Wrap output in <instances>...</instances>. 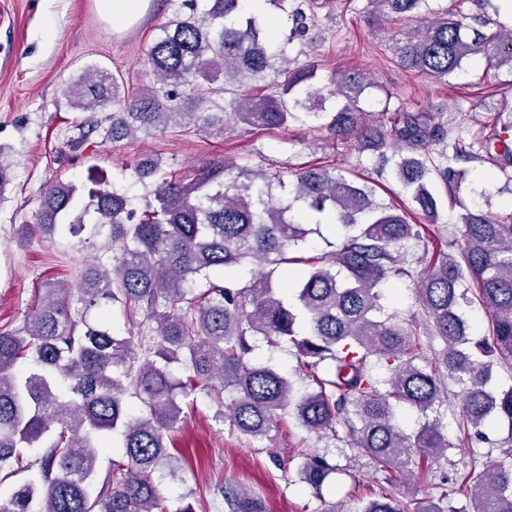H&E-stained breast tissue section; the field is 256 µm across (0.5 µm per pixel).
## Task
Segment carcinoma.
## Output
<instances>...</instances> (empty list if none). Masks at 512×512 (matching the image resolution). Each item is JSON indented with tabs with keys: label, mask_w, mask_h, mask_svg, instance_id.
<instances>
[{
	"label": "carcinoma",
	"mask_w": 512,
	"mask_h": 512,
	"mask_svg": "<svg viewBox=\"0 0 512 512\" xmlns=\"http://www.w3.org/2000/svg\"><path fill=\"white\" fill-rule=\"evenodd\" d=\"M422 2L369 0L368 23L411 21ZM209 3L198 16L195 0H182L189 14L177 13L158 27L146 65L159 88L129 96L123 76L96 65L67 84L66 105L87 113L67 136L69 151H83L98 138L134 140L172 124H206L210 116L188 111L186 101L231 94V115L249 126L275 130L327 118L324 127L334 138L353 135L365 148H394L400 153L395 180L414 210L437 223L431 175L454 193L465 171L431 168V147L441 145L452 150V159L469 162L479 158L474 144L422 112L394 113L386 131L370 125L359 106L370 83L359 70L338 72L320 87L315 65L284 67L288 45L304 41L309 30L301 0H265L290 20L280 38L245 0ZM392 51L403 70L435 79L457 73L473 57L492 69H512V33H485L452 13L392 38ZM272 74L282 78L278 94H249L247 81ZM110 103L116 109L107 113ZM510 132L505 124L495 134L503 147L497 156L490 141L481 143L487 159L512 162ZM161 166L146 155L134 175L143 183ZM227 171L214 161L191 181H156L141 212L105 181L89 178L85 210L112 227L111 267L87 265L74 288L42 286L23 324L0 331V512H194L189 505L171 510L160 482L180 478L181 461L168 451L165 435L181 418L177 398L197 392L223 407L219 418L254 440L291 411L307 430L368 457L391 487L409 473L428 479L449 451L485 441L486 430L506 425L509 450L463 480H473L469 512H512V387L494 386L495 365L512 361V212L458 204V254L440 246L426 251L414 272L405 243L421 238L424 225L412 223L407 209L377 202L368 181L302 167L291 173L293 197L285 201L272 193V182L283 185L280 176L258 185L228 182ZM11 183L12 164L0 145V197ZM78 191L71 181L53 182L28 229L49 237L76 232L79 223L63 218ZM295 202L346 230L334 249L310 258L290 255L310 234L293 213ZM243 263L254 268L248 283L224 279ZM296 264L309 270L291 281L288 304L273 288L272 275ZM392 275L414 281L431 322L428 335L444 344L429 363L417 329L376 316L381 285ZM201 278L206 288L197 293ZM475 300L491 324L489 335L478 339L464 312ZM109 303L123 307L129 335L86 319ZM133 333L146 346L142 359ZM258 334L272 346L284 342L297 350V372L309 390L295 394L288 376L250 360L251 338ZM374 360L386 365L388 376L371 373ZM174 363L184 365L185 378L173 377ZM449 381L461 388L459 443L442 432L437 418L406 432L398 409L438 412ZM114 444L123 460L102 473L99 457ZM25 448L38 449L34 461L24 462ZM337 471L316 453L303 455L299 468L302 482L317 493ZM21 473L27 474L22 482H11ZM223 497L230 512H263L260 500L241 489L227 486ZM446 500L444 493L411 503L382 488L356 512H455Z\"/></svg>",
	"instance_id": "obj_1"
}]
</instances>
